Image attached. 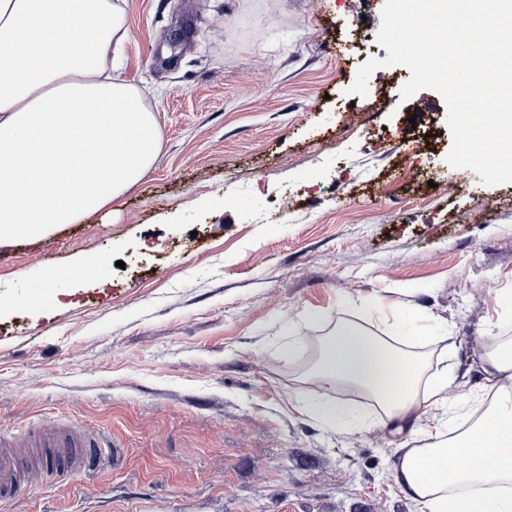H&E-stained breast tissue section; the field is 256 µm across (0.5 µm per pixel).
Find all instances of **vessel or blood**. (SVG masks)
Returning a JSON list of instances; mask_svg holds the SVG:
<instances>
[{
	"label": "vessel or blood",
	"mask_w": 512,
	"mask_h": 512,
	"mask_svg": "<svg viewBox=\"0 0 512 512\" xmlns=\"http://www.w3.org/2000/svg\"><path fill=\"white\" fill-rule=\"evenodd\" d=\"M100 446L95 433L58 422L41 424L21 437H0V497L14 494L23 484L27 460L41 462L44 472L62 480L90 466Z\"/></svg>",
	"instance_id": "1"
}]
</instances>
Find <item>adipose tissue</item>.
<instances>
[{
    "label": "adipose tissue",
    "mask_w": 512,
    "mask_h": 512,
    "mask_svg": "<svg viewBox=\"0 0 512 512\" xmlns=\"http://www.w3.org/2000/svg\"><path fill=\"white\" fill-rule=\"evenodd\" d=\"M128 39L125 0H0V243L38 241L118 202L153 164L157 120L119 73ZM392 333L337 323L309 376L363 388L394 424L448 403L447 371L427 375L426 353ZM481 413L462 410L456 434L427 433L393 473L419 512H512V340L486 353ZM464 459L448 467L449 456Z\"/></svg>",
    "instance_id": "obj_1"
}]
</instances>
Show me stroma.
<instances>
[{"instance_id": "obj_1", "label": "stroma", "mask_w": 512, "mask_h": 512, "mask_svg": "<svg viewBox=\"0 0 512 512\" xmlns=\"http://www.w3.org/2000/svg\"><path fill=\"white\" fill-rule=\"evenodd\" d=\"M384 2L126 0L121 72L155 110V163L82 222L0 244V300L47 259L65 273L0 310V432L78 423L108 447L0 512H416L393 471L422 437L301 372L339 321L386 335L387 302L428 318L431 366L480 397L488 342L512 337V182L446 163L445 102L402 100L408 68L346 95L388 56ZM424 129L441 192L400 151ZM285 184L297 211L263 223ZM327 401L348 416L323 421Z\"/></svg>"}]
</instances>
